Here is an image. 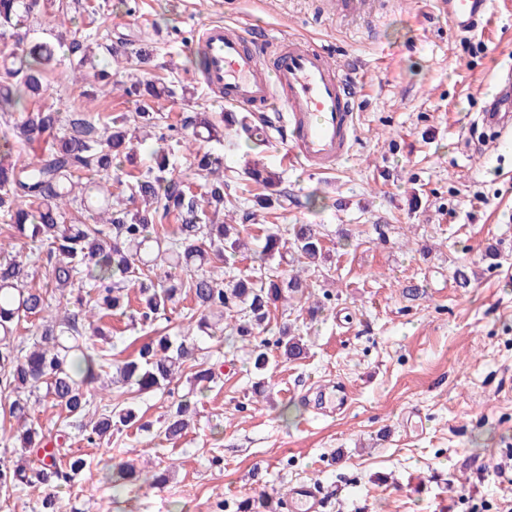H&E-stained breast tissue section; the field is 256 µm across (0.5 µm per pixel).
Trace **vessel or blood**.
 I'll return each mask as SVG.
<instances>
[{
	"mask_svg": "<svg viewBox=\"0 0 512 512\" xmlns=\"http://www.w3.org/2000/svg\"><path fill=\"white\" fill-rule=\"evenodd\" d=\"M437 2L457 30L473 27L493 7L492 0ZM197 45L207 59L205 87L225 105L267 114L288 142L284 161L329 173L348 154L358 131L356 103L346 90L344 67L331 64L327 51L275 39L265 28L247 36L220 21L201 26ZM321 505L314 484L294 488L292 512H319Z\"/></svg>",
	"mask_w": 512,
	"mask_h": 512,
	"instance_id": "obj_1",
	"label": "vessel or blood"
}]
</instances>
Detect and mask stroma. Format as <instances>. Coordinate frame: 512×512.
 Returning a JSON list of instances; mask_svg holds the SVG:
<instances>
[{"instance_id": "obj_1", "label": "stroma", "mask_w": 512, "mask_h": 512, "mask_svg": "<svg viewBox=\"0 0 512 512\" xmlns=\"http://www.w3.org/2000/svg\"><path fill=\"white\" fill-rule=\"evenodd\" d=\"M210 21L257 25L297 38L342 61L356 86L358 133L330 173L285 163L284 139L265 131L250 149L231 138L217 150L237 172L230 193L251 213L246 236L288 237L313 224L326 258L303 271L309 316L296 301L271 310L275 340L292 325L305 355L270 349L264 396L242 342H208L220 378L174 395L126 393L144 427L87 444L80 422L44 401L32 422L67 428L66 450L87 470L57 495L82 512H265L303 480L317 481L324 512H512V146L481 126L498 69L512 63V0H494L486 22L455 31L435 0H370L342 16L324 0H79L57 30L146 49L143 69L184 87L198 109L225 105L201 82L195 39ZM56 74L41 104L79 108L106 121L133 111L116 97L90 99ZM280 176L274 209L257 208L262 186L240 176L245 158ZM471 278L458 287L454 270ZM191 395L198 414L181 437L160 434L174 396ZM138 452V467L168 469L165 483L114 491L104 475Z\"/></svg>"}]
</instances>
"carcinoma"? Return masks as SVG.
<instances>
[{"mask_svg": "<svg viewBox=\"0 0 512 512\" xmlns=\"http://www.w3.org/2000/svg\"><path fill=\"white\" fill-rule=\"evenodd\" d=\"M64 0H0V121L9 132L0 136V216L11 242H0V395L8 401L3 413L17 421L20 430L9 436L20 449L17 461L0 460V491L22 486L49 489L40 500L41 512H62L50 490L74 480L85 467L81 457L61 453L59 438L32 427L35 405L47 399L63 407L75 419L96 414L87 387L98 381L104 369H112V384L134 389L138 395L171 392L177 376L188 367L195 384L208 388L217 379L216 368L198 358L204 338L233 336L252 346L250 360L258 373L269 362L265 342L259 340L270 307L290 298H309V285L299 273L287 278L255 280L249 276L224 281L207 269L215 262L243 253L247 243L239 224L218 221L230 202V184L224 179V156L196 153L191 173L172 174L169 152L160 146L154 164L145 172L116 177L112 189L100 183L79 181L80 174L109 173L121 158L134 151L130 127L155 129L164 116L154 100L174 97L176 89H156L141 75L128 83L110 84L107 57L123 56L137 69L143 55L120 46L98 44L93 58L89 39L51 30L48 37L31 36L36 15L61 13ZM69 62L75 82H90L92 93H106L107 86L133 100L135 111L123 113L100 125L87 113H66L48 107L29 110L27 101L40 95L48 72ZM186 142L202 139L221 142L223 130L237 126L252 131L248 113H208L196 109L182 113ZM53 135L48 150L37 160L21 159L24 147ZM245 174L269 188L278 185L274 173L245 160ZM96 206L95 223L83 221V211ZM46 245L37 257L45 278L58 291L56 303L48 290L34 288V273L16 259L15 243ZM291 254L307 267L326 259L322 240L311 224H295L287 240L265 236L262 255ZM89 288L88 299L70 307L65 292L75 283ZM191 298L196 309L194 336H157L144 343L133 359L112 362L111 350L98 344L103 338L98 321L109 315L129 316L144 323L164 319L181 296ZM35 318L38 324L20 335L21 322ZM276 346L289 359H299L305 347L291 327L283 326ZM191 404L180 399L161 425L169 440L187 429ZM141 423L126 402L104 408L87 431L86 441L98 444L124 427ZM117 490L142 479L131 460L107 476Z\"/></svg>", "mask_w": 512, "mask_h": 512, "instance_id": "obj_1", "label": "carcinoma"}]
</instances>
